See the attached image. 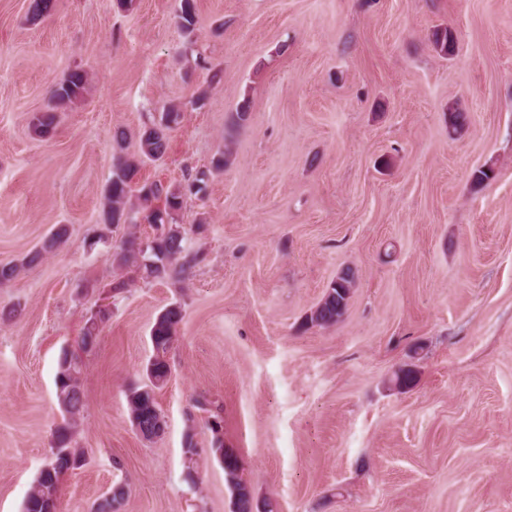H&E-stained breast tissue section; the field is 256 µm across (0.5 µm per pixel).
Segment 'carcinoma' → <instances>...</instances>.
Returning a JSON list of instances; mask_svg holds the SVG:
<instances>
[{
    "label": "carcinoma",
    "instance_id": "cac0c4a2",
    "mask_svg": "<svg viewBox=\"0 0 512 512\" xmlns=\"http://www.w3.org/2000/svg\"><path fill=\"white\" fill-rule=\"evenodd\" d=\"M55 0H30L29 12L31 19L40 21L52 14ZM196 7L194 0H180L176 15L177 24L194 46L196 31ZM431 41L435 48L444 55L454 51V36L448 28L438 27L431 33ZM88 82V73L82 69L70 71L61 81L55 83L51 90L50 110L37 113L31 124L34 132L46 137L54 130V115L57 108L79 99ZM180 109L175 104H165L161 112L146 116L138 136L137 158L131 159L122 153L125 146V133L117 130L113 134L116 146L121 154L116 157L108 178L104 220L112 226L121 224H137V215L153 229V235L141 238L135 233L128 234L122 243L121 252L115 257L117 265L128 270V276L112 285L113 290H123L135 281L172 282L184 281L190 270L197 264V255L191 253L187 246L186 232L173 223L174 214L183 208L186 195L192 193L191 185L197 184V192L207 190L209 174L196 172L185 180L182 186L174 187L161 182L135 181L141 162L144 160L162 159L168 148L169 133L173 124L177 123ZM137 195L141 208L135 209L128 205L132 195ZM67 230L57 229L47 237L41 246L30 253L24 265L31 266L40 262L43 257L53 252L65 240ZM356 278L352 269L347 268L336 276L321 300L306 316V323L319 327H330L338 323L347 313ZM108 318L107 311L98 310L90 319L79 339V348L87 351V339L98 330L99 323ZM183 309L178 303L165 307L156 317L150 331L153 346V357L156 358L155 373L146 374L147 383L133 387L128 393L129 415L141 420L147 432L153 431L161 412L155 399V389L167 382L170 371L168 352L176 340L178 324L182 321ZM83 362L73 352H63L55 378L56 395L64 413L63 423L55 430L57 447L71 455L73 463H78L80 454L72 447L76 435L77 420L84 409V396L81 389ZM220 427L219 416H213L210 430L212 432V452L224 457V475L237 479L241 492L236 503V512H252L253 497L248 485L239 476V458L232 448L224 447L223 439L218 436Z\"/></svg>",
    "mask_w": 512,
    "mask_h": 512
}]
</instances>
